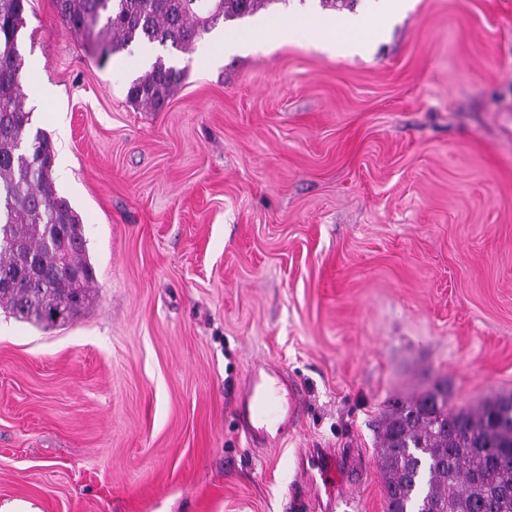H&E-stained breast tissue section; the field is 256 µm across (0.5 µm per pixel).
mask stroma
Segmentation results:
<instances>
[{
	"mask_svg": "<svg viewBox=\"0 0 512 512\" xmlns=\"http://www.w3.org/2000/svg\"><path fill=\"white\" fill-rule=\"evenodd\" d=\"M25 105L78 212L91 297L45 329L0 307V504L288 512L334 452L385 512L378 422L435 381L512 394V0H408L367 50L197 42L158 112L29 0ZM269 363L304 414L253 447L232 415Z\"/></svg>",
	"mask_w": 512,
	"mask_h": 512,
	"instance_id": "obj_1",
	"label": "stroma"
}]
</instances>
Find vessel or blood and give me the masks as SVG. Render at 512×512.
<instances>
[{
  "mask_svg": "<svg viewBox=\"0 0 512 512\" xmlns=\"http://www.w3.org/2000/svg\"><path fill=\"white\" fill-rule=\"evenodd\" d=\"M274 369L253 371L239 394L233 417L249 443L276 445L288 435V426L300 418L294 398L284 393ZM299 468L311 491H325L330 503H338L342 473L334 455L322 450L301 458Z\"/></svg>",
  "mask_w": 512,
  "mask_h": 512,
  "instance_id": "b4317fda",
  "label": "vessel or blood"
}]
</instances>
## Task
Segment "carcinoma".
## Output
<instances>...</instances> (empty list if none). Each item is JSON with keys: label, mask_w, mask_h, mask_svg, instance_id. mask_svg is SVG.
<instances>
[{"label": "carcinoma", "mask_w": 512, "mask_h": 512, "mask_svg": "<svg viewBox=\"0 0 512 512\" xmlns=\"http://www.w3.org/2000/svg\"><path fill=\"white\" fill-rule=\"evenodd\" d=\"M288 0H54L65 30L97 62L135 43L192 52L218 24ZM28 0H0V306L44 328L69 322L94 281L81 219L55 189V149L31 131L18 36ZM186 68L158 57L128 86L136 107L161 110ZM449 404L448 383L395 399L382 419L379 462L386 512H512V404Z\"/></svg>", "instance_id": "1"}]
</instances>
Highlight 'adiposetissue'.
Segmentation results:
<instances>
[{
  "instance_id": "1",
  "label": "adipose tissue",
  "mask_w": 512,
  "mask_h": 512,
  "mask_svg": "<svg viewBox=\"0 0 512 512\" xmlns=\"http://www.w3.org/2000/svg\"><path fill=\"white\" fill-rule=\"evenodd\" d=\"M403 2L379 0L372 11L337 19L312 10L296 13L287 10L275 19L225 38L224 49L235 52L260 42L297 45L315 42L332 55L355 54L361 52L384 24L402 10Z\"/></svg>"
}]
</instances>
